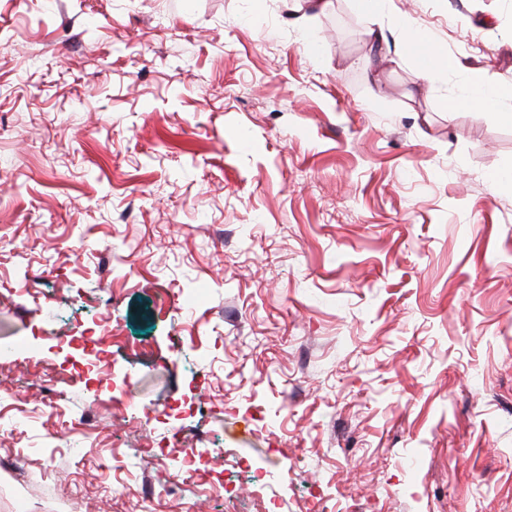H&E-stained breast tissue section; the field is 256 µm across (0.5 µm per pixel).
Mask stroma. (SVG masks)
<instances>
[{
	"mask_svg": "<svg viewBox=\"0 0 512 512\" xmlns=\"http://www.w3.org/2000/svg\"><path fill=\"white\" fill-rule=\"evenodd\" d=\"M392 6L454 67L355 0H0V512H512V120L452 103L512 0Z\"/></svg>",
	"mask_w": 512,
	"mask_h": 512,
	"instance_id": "1",
	"label": "stroma"
}]
</instances>
